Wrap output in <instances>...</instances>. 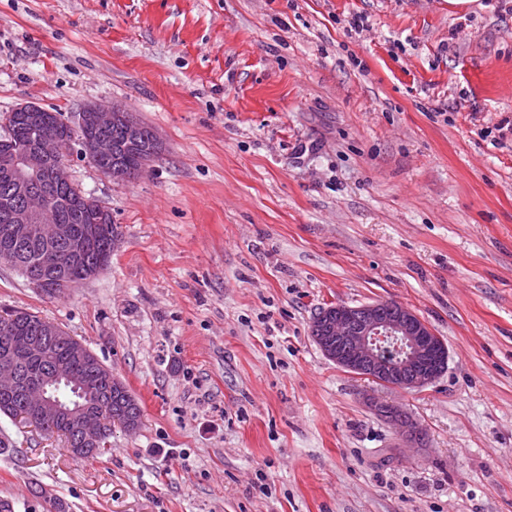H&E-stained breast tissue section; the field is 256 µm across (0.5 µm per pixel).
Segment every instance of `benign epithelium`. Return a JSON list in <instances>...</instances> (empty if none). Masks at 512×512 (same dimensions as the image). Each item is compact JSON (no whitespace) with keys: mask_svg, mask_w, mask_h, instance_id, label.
<instances>
[{"mask_svg":"<svg viewBox=\"0 0 512 512\" xmlns=\"http://www.w3.org/2000/svg\"><path fill=\"white\" fill-rule=\"evenodd\" d=\"M15 111L25 113L33 137L26 149L0 161V174L11 182L16 196L27 200L24 207L12 211L11 226L4 236L11 241L34 238L42 245L40 271L32 275V281L42 287L47 278L64 270L60 247H67L71 260L76 262L84 242L103 239L115 248L120 237L114 231L112 212L103 205L98 223L85 225L80 238L72 225L61 221L56 202L42 184L69 182L65 172L66 138L51 126L48 110L40 105L24 103ZM120 119L126 120L127 146L139 147L140 126L127 115L125 106L114 102L109 108L95 103L83 107L72 129L79 134L77 146L84 159L92 164L112 159L118 146L105 131ZM162 148L161 137L152 132V149L143 153L139 173L147 170ZM311 334L323 353L343 370L402 390L415 391L431 384L442 374L448 360L446 347L432 340L429 325L399 303L329 306L313 321ZM64 338L63 330L46 320L35 335L23 325H10L8 343L0 355V393L18 395L39 390V401L26 415V423L38 428L53 418L65 424L77 443L75 455L84 457L95 450L112 423L100 408L94 388L65 365L44 368L33 382L25 380L21 373L23 364L43 361L48 344ZM60 383L80 395L83 403L69 406L48 393V386Z\"/></svg>","mask_w":512,"mask_h":512,"instance_id":"7a95c632","label":"benign epithelium"}]
</instances>
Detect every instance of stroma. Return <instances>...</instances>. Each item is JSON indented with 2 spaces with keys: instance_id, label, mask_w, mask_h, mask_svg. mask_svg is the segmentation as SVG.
I'll return each mask as SVG.
<instances>
[{
  "instance_id": "35a3bbf8",
  "label": "stroma",
  "mask_w": 512,
  "mask_h": 512,
  "mask_svg": "<svg viewBox=\"0 0 512 512\" xmlns=\"http://www.w3.org/2000/svg\"><path fill=\"white\" fill-rule=\"evenodd\" d=\"M24 102H119L164 148L127 182L67 157L121 227L98 275L49 296L0 263V314L58 324L142 411L94 460L0 415L12 512H512L502 0H0V116ZM378 301L445 342L435 382L314 342L322 308Z\"/></svg>"
}]
</instances>
